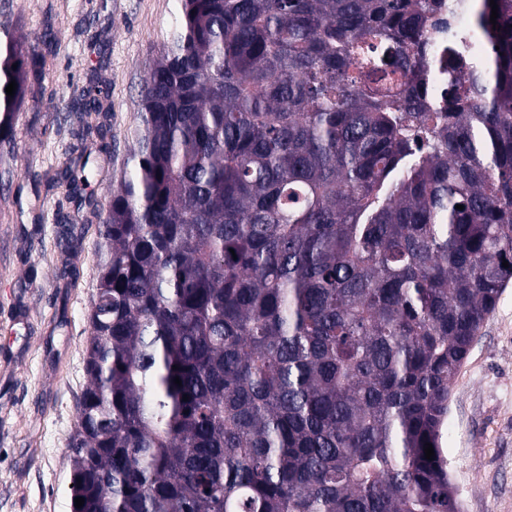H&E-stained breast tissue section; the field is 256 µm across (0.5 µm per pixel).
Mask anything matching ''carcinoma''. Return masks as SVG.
<instances>
[{"instance_id": "carcinoma-1", "label": "carcinoma", "mask_w": 512, "mask_h": 512, "mask_svg": "<svg viewBox=\"0 0 512 512\" xmlns=\"http://www.w3.org/2000/svg\"><path fill=\"white\" fill-rule=\"evenodd\" d=\"M495 2L433 46L431 0H178L100 224L72 512H460L448 399L512 282ZM43 63L0 34V144Z\"/></svg>"}]
</instances>
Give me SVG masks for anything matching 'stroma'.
I'll list each match as a JSON object with an SVG mask.
<instances>
[{
    "label": "stroma",
    "mask_w": 512,
    "mask_h": 512,
    "mask_svg": "<svg viewBox=\"0 0 512 512\" xmlns=\"http://www.w3.org/2000/svg\"><path fill=\"white\" fill-rule=\"evenodd\" d=\"M178 0H0V32L22 48L55 35L41 83L26 82L0 152V512H71L65 458L87 379L98 224L32 180L71 156V102L110 83V133L84 174L100 204L130 172L141 87L176 29ZM461 512H512V285L461 366L443 437Z\"/></svg>",
    "instance_id": "35a3bbf8"
}]
</instances>
